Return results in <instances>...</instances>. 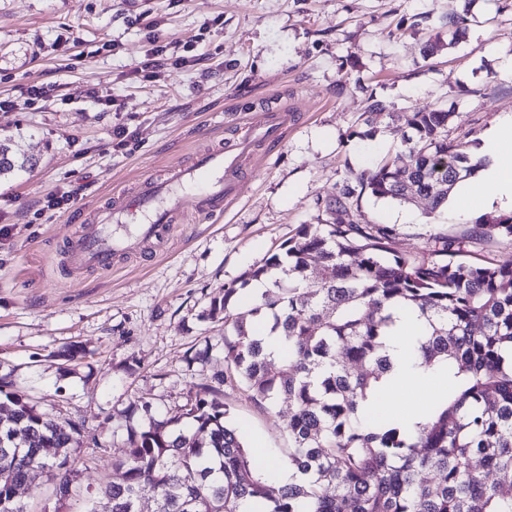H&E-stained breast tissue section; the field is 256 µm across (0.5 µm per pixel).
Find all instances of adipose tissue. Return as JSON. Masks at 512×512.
<instances>
[{"instance_id": "adipose-tissue-1", "label": "adipose tissue", "mask_w": 512, "mask_h": 512, "mask_svg": "<svg viewBox=\"0 0 512 512\" xmlns=\"http://www.w3.org/2000/svg\"><path fill=\"white\" fill-rule=\"evenodd\" d=\"M493 164L471 178L466 189L484 201L503 199L512 204V136L500 133L495 135L491 145ZM423 325L410 313L400 314L394 333L387 341V353L394 369L383 395L370 396L362 404L366 416L374 417L392 407L395 396L403 391L413 390L427 401H441L447 390V381L440 376L422 379L420 369L412 365L411 343Z\"/></svg>"}]
</instances>
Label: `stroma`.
Here are the masks:
<instances>
[{"instance_id":"obj_1","label":"stroma","mask_w":512,"mask_h":512,"mask_svg":"<svg viewBox=\"0 0 512 512\" xmlns=\"http://www.w3.org/2000/svg\"><path fill=\"white\" fill-rule=\"evenodd\" d=\"M428 22L416 24L418 14ZM463 16L452 40L446 21ZM183 65L145 77L146 25ZM45 87L36 99L31 86ZM386 111L364 125L369 99ZM0 140L32 160L0 175V376L55 419L83 422L69 451L78 476L61 512L119 481L129 402L157 416L211 382L222 359L187 365L217 342L210 302L264 264L302 224L323 218L347 169L380 160L411 132L413 112H459L449 139L487 144L512 118V0H0ZM291 112L282 138L257 143L239 170L240 193L213 217L181 214L154 243L116 256L111 270H70L68 241L94 207L139 178L233 143L244 120ZM125 127L127 150L112 147ZM77 189L65 208H44ZM427 201L363 196L362 220L399 229L400 253L424 249L440 226L464 241L462 260L512 265V245L473 240L476 218L512 214L455 192L437 218ZM73 345L84 355L56 359ZM223 400L259 469L284 463L290 415L239 385Z\"/></svg>"}]
</instances>
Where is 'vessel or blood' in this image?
I'll return each instance as SVG.
<instances>
[{
    "instance_id": "vessel-or-blood-1",
    "label": "vessel or blood",
    "mask_w": 512,
    "mask_h": 512,
    "mask_svg": "<svg viewBox=\"0 0 512 512\" xmlns=\"http://www.w3.org/2000/svg\"><path fill=\"white\" fill-rule=\"evenodd\" d=\"M285 120V113L273 110L233 148L201 153L161 176H144L134 192L94 213L71 246V265L78 270L110 269L116 254L161 236L175 212L212 215L222 211L238 194L242 158L255 142L276 139Z\"/></svg>"
}]
</instances>
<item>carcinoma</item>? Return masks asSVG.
Instances as JSON below:
<instances>
[{
	"label": "carcinoma",
	"mask_w": 512,
	"mask_h": 512,
	"mask_svg": "<svg viewBox=\"0 0 512 512\" xmlns=\"http://www.w3.org/2000/svg\"><path fill=\"white\" fill-rule=\"evenodd\" d=\"M458 119L444 109L413 113L412 135L376 165L348 170L324 212L349 215L368 193L399 203L424 198L427 217L438 216L453 190L490 164L448 140ZM28 164L0 143V174ZM397 235L393 225L354 219L301 224L210 302L211 317L224 315L228 376L219 383L240 384L257 405L288 403V466L303 481L271 496L219 390L201 385L171 417L152 416L148 401L128 406L125 418L140 410L148 425L130 433L125 457L113 463L121 481L84 512H139L145 498L155 512H512V494L482 474L512 477V357L503 355L512 349V266L458 260L461 243L441 232L403 255L392 248ZM473 236L512 245V217L481 218ZM255 283L263 286L258 299L241 301ZM396 308L426 320L415 353L424 370L441 368L448 381V395L414 431L359 411L391 369L385 344ZM262 331L282 337L279 357L266 352ZM2 398L11 409L0 415V512H27L13 490L36 468L51 472L56 501L65 502L68 449L83 423L59 424L0 377ZM430 472L439 478L427 479Z\"/></svg>",
	"instance_id": "carcinoma-1"
}]
</instances>
